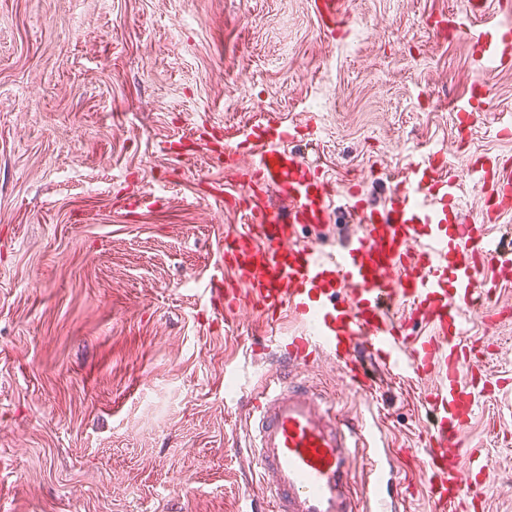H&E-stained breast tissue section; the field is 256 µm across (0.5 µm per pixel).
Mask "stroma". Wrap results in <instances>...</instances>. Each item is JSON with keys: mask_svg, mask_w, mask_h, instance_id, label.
I'll list each match as a JSON object with an SVG mask.
<instances>
[{"mask_svg": "<svg viewBox=\"0 0 512 512\" xmlns=\"http://www.w3.org/2000/svg\"><path fill=\"white\" fill-rule=\"evenodd\" d=\"M469 29L512 14L484 0ZM0 0V512H243V389L276 357L247 295L216 291L244 211L226 141L274 118L337 189L384 204L428 159L512 161V69L474 55L444 14L467 0ZM491 92L459 123L469 78ZM475 321L489 376L469 426L512 512V286ZM307 382L417 447L430 382L370 402L324 363Z\"/></svg>", "mask_w": 512, "mask_h": 512, "instance_id": "1", "label": "stroma"}]
</instances>
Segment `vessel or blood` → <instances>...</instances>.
I'll return each instance as SVG.
<instances>
[{
	"label": "vessel or blood",
	"instance_id": "b4317fda",
	"mask_svg": "<svg viewBox=\"0 0 512 512\" xmlns=\"http://www.w3.org/2000/svg\"><path fill=\"white\" fill-rule=\"evenodd\" d=\"M472 41L480 58L512 67L511 26L486 27ZM290 138L279 122L246 134L248 222L224 253L235 281L224 290L225 308L236 307L242 287L262 320L286 313L307 327L289 337L283 367L245 398L249 452L269 512H400L391 469L399 449L370 445L363 424L337 415L334 403L296 374L322 355L367 398L385 376L403 383L434 376L419 465L431 474L432 512H465L473 494L463 489L461 471L489 472L465 451L481 400L470 325L487 315L498 288L512 284V249L487 232L512 212V167L467 163V177L482 185L489 206L481 223L466 219L456 176L418 160L397 177L381 208H369L359 185L349 184L345 199L357 224L347 240L304 242L298 228L329 223L335 188L288 149ZM271 189L287 210L269 205ZM359 456L361 475L353 467Z\"/></svg>",
	"mask_w": 512,
	"mask_h": 512
}]
</instances>
